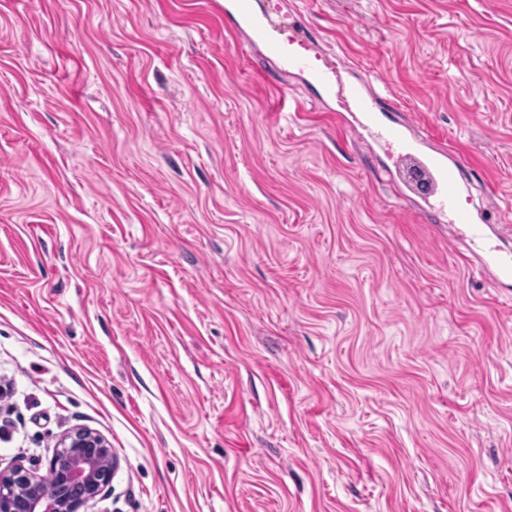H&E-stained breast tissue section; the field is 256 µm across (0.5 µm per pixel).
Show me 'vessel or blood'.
<instances>
[{"label": "vessel or blood", "mask_w": 512, "mask_h": 512, "mask_svg": "<svg viewBox=\"0 0 512 512\" xmlns=\"http://www.w3.org/2000/svg\"><path fill=\"white\" fill-rule=\"evenodd\" d=\"M234 10L232 29L246 28L250 41L261 45L279 60L282 70L309 71L312 81L327 95L344 100L346 110L354 117L357 127L385 147L414 149V142L407 138L401 124L382 120L380 101L370 90L368 80L346 83L334 68H315L307 59L289 54L288 42L303 41L304 29H297L293 39L289 40L283 38L270 18L255 13L252 0H235ZM462 167L463 163L457 155L444 149L432 150L416 167L417 172L424 176L420 195L426 210L439 213L447 223L459 225L477 238L483 235L487 220L457 205L460 194L458 176Z\"/></svg>", "instance_id": "b4317fda"}]
</instances>
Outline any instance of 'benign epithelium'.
I'll return each instance as SVG.
<instances>
[{"label": "benign epithelium", "instance_id": "obj_1", "mask_svg": "<svg viewBox=\"0 0 512 512\" xmlns=\"http://www.w3.org/2000/svg\"><path fill=\"white\" fill-rule=\"evenodd\" d=\"M111 477L109 443L79 428L60 440L47 475H36L21 464L0 471V512H82Z\"/></svg>", "mask_w": 512, "mask_h": 512}]
</instances>
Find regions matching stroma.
<instances>
[{
  "mask_svg": "<svg viewBox=\"0 0 512 512\" xmlns=\"http://www.w3.org/2000/svg\"><path fill=\"white\" fill-rule=\"evenodd\" d=\"M229 0H0V469L112 448L84 512H512V0H258L465 162L411 160ZM463 163L457 155L444 149H434L424 155L409 175L420 172L424 175V183L419 190L425 204L424 212L439 213L448 224H457L467 230L474 238L484 234L488 220L476 217L471 211L462 210L457 205L460 194V175Z\"/></svg>",
  "mask_w": 512,
  "mask_h": 512,
  "instance_id": "obj_1",
  "label": "stroma"
}]
</instances>
